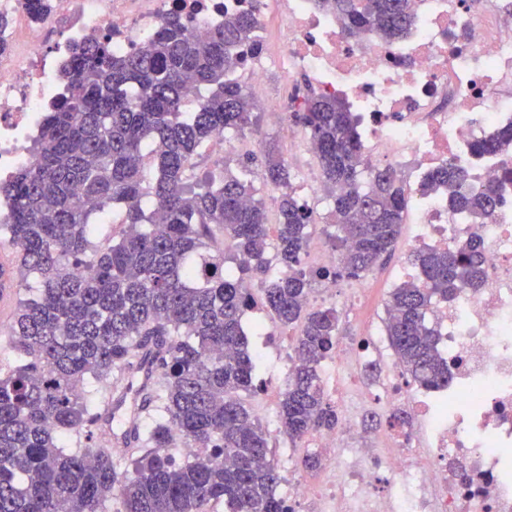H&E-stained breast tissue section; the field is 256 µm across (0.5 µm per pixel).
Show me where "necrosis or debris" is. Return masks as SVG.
I'll list each match as a JSON object with an SVG mask.
<instances>
[{"mask_svg":"<svg viewBox=\"0 0 512 512\" xmlns=\"http://www.w3.org/2000/svg\"><path fill=\"white\" fill-rule=\"evenodd\" d=\"M52 2L40 22L21 0H0V14L10 19L0 34V176L31 163L41 117L63 89L71 42L104 31L113 53L123 55L153 37L170 13L203 38L225 14L249 10L261 47L242 67L247 81L264 93L273 67L349 105L369 167L390 169L405 184L409 247L483 243L482 286L461 289L429 315L447 386L407 381L381 338L363 355L337 347L333 375L373 358L388 375L379 390L341 397L336 430L311 439V447L329 449L332 464L313 483L289 474L291 512H512V183L502 180L503 157L475 148L512 128V0H490L480 12L473 0H412L413 22L393 41L351 36L319 0ZM447 162L468 172L469 191L502 182L501 203L485 223L455 217L449 191H424L427 175ZM372 403L408 409L410 426L347 446Z\"/></svg>","mask_w":512,"mask_h":512,"instance_id":"obj_1","label":"necrosis or debris"}]
</instances>
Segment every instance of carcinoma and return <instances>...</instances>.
I'll return each mask as SVG.
<instances>
[{
    "mask_svg": "<svg viewBox=\"0 0 512 512\" xmlns=\"http://www.w3.org/2000/svg\"><path fill=\"white\" fill-rule=\"evenodd\" d=\"M353 35L398 37L412 17L410 0H327ZM46 19L50 0H25ZM253 12L224 16L204 39L172 15L143 50L115 56L110 38L76 45L65 64L68 91L44 113L34 161L0 183L8 212L0 244L18 258L12 285L26 293L11 325L18 358L0 375V512H203L222 500L229 512H289L276 494L282 477L270 434L242 395L256 390L258 355L243 326L256 303L296 330L293 368L278 403L279 432L296 442L335 429L339 418L322 387L320 366L336 347L340 313L310 307L317 277L361 278L389 257L401 233L406 190L388 169L367 167L356 122L338 97L313 94L293 113L316 147L332 198L336 270L308 271L302 256L314 211L296 196L288 161L270 151L261 177L279 191L276 243L264 202L241 175L191 187V160L218 130L241 132L254 104L233 77L258 49ZM214 90L183 116L186 91ZM512 153V128L477 144ZM464 170L442 165L427 177L433 191L461 186ZM500 199L491 186L454 194L452 212L472 222ZM120 207L118 240L92 241L91 216ZM281 274L266 277L269 249ZM483 244L414 255L416 279L393 289L385 336L413 380L448 384L428 313L481 282ZM153 390L139 405L150 427L135 430L122 471L112 452L92 446L103 428L105 396L87 389L130 374L145 355ZM210 452L183 465L182 444Z\"/></svg>",
    "mask_w": 512,
    "mask_h": 512,
    "instance_id": "carcinoma-1",
    "label": "carcinoma"
}]
</instances>
